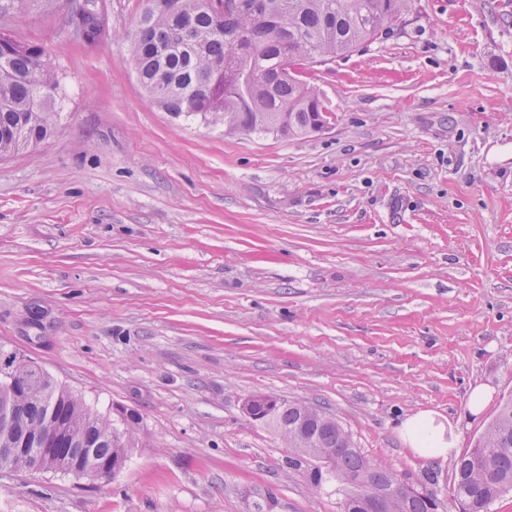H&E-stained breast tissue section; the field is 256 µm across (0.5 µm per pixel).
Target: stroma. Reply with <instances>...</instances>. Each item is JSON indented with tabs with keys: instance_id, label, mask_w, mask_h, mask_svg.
<instances>
[{
	"instance_id": "1",
	"label": "stroma",
	"mask_w": 512,
	"mask_h": 512,
	"mask_svg": "<svg viewBox=\"0 0 512 512\" xmlns=\"http://www.w3.org/2000/svg\"><path fill=\"white\" fill-rule=\"evenodd\" d=\"M103 5L94 43L63 0L0 15L64 92L53 133L0 157V350L134 411L141 445L109 483L0 471V512H339L245 417L259 393L449 498L453 459L401 424L462 453L512 395V0H412L302 66L325 124L295 140L165 112L122 39L143 0ZM404 433L412 447L429 456L452 455L454 448H447L448 443L442 434L425 416H416L406 421Z\"/></svg>"
}]
</instances>
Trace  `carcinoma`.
<instances>
[{"instance_id": "cac0c4a2", "label": "carcinoma", "mask_w": 512, "mask_h": 512, "mask_svg": "<svg viewBox=\"0 0 512 512\" xmlns=\"http://www.w3.org/2000/svg\"><path fill=\"white\" fill-rule=\"evenodd\" d=\"M160 2L145 0L123 39L139 65V82L166 111L176 117L228 121L248 134L297 138L323 128L324 107L317 89L297 78L294 66L362 49L386 24L399 20L411 0H264L261 13L228 15L224 0H181L183 12L195 23L187 37L178 36ZM59 92L48 50L0 32V156L35 145L51 133L61 116L56 111ZM281 112L290 115L289 122L278 121ZM34 373L37 382L27 394H14L0 381V419L9 420L0 445L65 428L90 463L129 458L139 447V424L94 413L48 373L38 367ZM306 408L303 402L284 401L268 425L290 432L302 426L318 436L317 447L337 452L333 467L311 468L314 487H336L343 509L345 480L363 472L374 486H385L386 469L356 448L348 430L337 421L307 417ZM436 483L437 477L431 476L424 490L391 498L387 512H448ZM511 491L512 396L455 462L451 497L458 512H490Z\"/></svg>"}]
</instances>
